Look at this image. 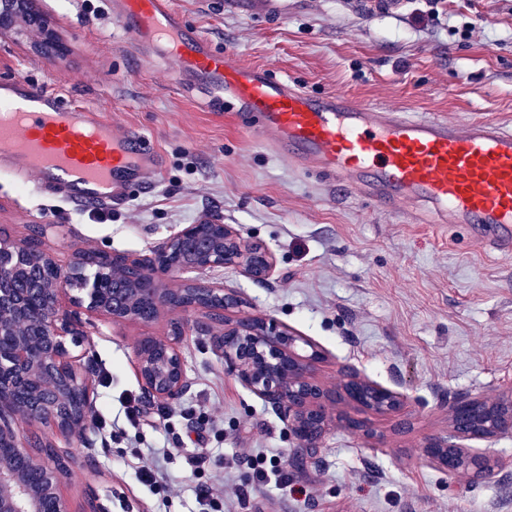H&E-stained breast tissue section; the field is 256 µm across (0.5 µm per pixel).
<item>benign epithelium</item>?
<instances>
[{"label": "benign epithelium", "instance_id": "benign-epithelium-1", "mask_svg": "<svg viewBox=\"0 0 512 512\" xmlns=\"http://www.w3.org/2000/svg\"><path fill=\"white\" fill-rule=\"evenodd\" d=\"M39 21L35 0H0V35L22 36L19 18ZM93 279L84 274L78 251L68 269L33 241L0 237V512H72L62 492L69 466L50 442L38 449L17 429L24 418L69 437L86 428L93 406L90 362L84 346L83 317L149 324L169 312L203 308L224 322L216 348L224 366L245 387L274 406L309 453L318 447L334 418L329 391L314 378L322 351L276 320L244 315V300L231 289L188 279L178 288L161 287L172 273L205 274L239 269L265 280L274 256L245 241L221 219L205 218L182 228L157 246L152 256L96 251ZM188 335L184 319L172 317L165 336L150 337L135 351L146 396L161 404L180 399L188 379L180 345ZM335 395L375 414L399 412L401 393L345 375ZM448 435L425 446L437 467L480 481L502 467L498 461L464 448L465 439H491L512 431V393L464 397L450 406Z\"/></svg>", "mask_w": 512, "mask_h": 512}]
</instances>
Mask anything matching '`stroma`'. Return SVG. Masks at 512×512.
I'll return each instance as SVG.
<instances>
[{"label":"stroma","instance_id":"1","mask_svg":"<svg viewBox=\"0 0 512 512\" xmlns=\"http://www.w3.org/2000/svg\"><path fill=\"white\" fill-rule=\"evenodd\" d=\"M175 6L215 47L311 93L339 88L413 116L487 117L512 129V0H408L385 12L364 0H288L274 25L206 0ZM38 10L60 50L38 48L33 29L2 37L0 80L21 77L111 110L119 129L144 137L159 168L109 208L24 189L0 173V236L37 238L65 268L77 250L147 256L182 225L220 217L267 247L275 264L264 281L221 269L200 275L201 284L233 289L243 313L274 318L323 350L314 374L325 387L354 370L406 398L386 415L337 402L368 433L331 428L303 466L287 421L225 371L214 347L221 327L209 311L186 313L191 386L169 405L148 400L135 358L141 340L165 334L166 318H87L93 412L113 422L112 432L91 425L85 438L68 440L19 423L68 460L63 492L72 512L94 503L107 512H200L203 483L223 488V512H512V432L468 441L506 462L485 481L456 478L424 453L447 435L456 398L512 390V253L472 225L411 223L416 203L390 210L294 165L242 130L241 113L207 109L185 92L172 65L124 35L111 0H38ZM44 224L47 234L35 236ZM132 399L143 412L136 424L124 416ZM200 453L206 462L197 470L190 459ZM256 454L282 458L287 485L253 486L239 458ZM150 460L165 486L140 480Z\"/></svg>","mask_w":512,"mask_h":512}]
</instances>
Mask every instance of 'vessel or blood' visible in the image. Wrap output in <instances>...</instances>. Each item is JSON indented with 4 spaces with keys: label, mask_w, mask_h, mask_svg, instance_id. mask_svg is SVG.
I'll return each mask as SVG.
<instances>
[{
    "label": "vessel or blood",
    "mask_w": 512,
    "mask_h": 512,
    "mask_svg": "<svg viewBox=\"0 0 512 512\" xmlns=\"http://www.w3.org/2000/svg\"><path fill=\"white\" fill-rule=\"evenodd\" d=\"M126 35L192 75L211 108L249 113L248 130L288 157L349 181L381 206L413 200L439 224H475L512 249V130L489 119H409L345 91L313 96L271 70L242 64L190 28L172 0H114ZM141 136L105 111L69 105L22 78L0 83V169L21 182L97 207L152 170Z\"/></svg>",
    "instance_id": "obj_1"
}]
</instances>
